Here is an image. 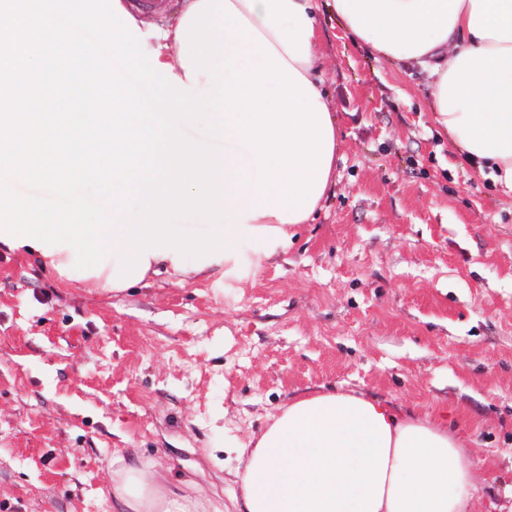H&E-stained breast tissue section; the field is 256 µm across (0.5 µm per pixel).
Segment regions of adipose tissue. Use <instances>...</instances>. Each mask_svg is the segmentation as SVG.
Listing matches in <instances>:
<instances>
[{
  "instance_id": "obj_1",
  "label": "adipose tissue",
  "mask_w": 512,
  "mask_h": 512,
  "mask_svg": "<svg viewBox=\"0 0 512 512\" xmlns=\"http://www.w3.org/2000/svg\"><path fill=\"white\" fill-rule=\"evenodd\" d=\"M280 57L306 79L318 62L317 0H232ZM345 29L375 53L411 61L432 78L436 121L453 145L512 194V0H330ZM224 172L245 169L250 185H228V207L247 214L231 235L224 276L261 272L287 252L298 205L278 193L263 207L254 159L223 152ZM243 494L234 512H473L487 479L447 414L419 417L363 394L323 390L291 399L242 446ZM118 512H200L165 478L117 472Z\"/></svg>"
}]
</instances>
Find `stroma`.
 <instances>
[{"mask_svg":"<svg viewBox=\"0 0 512 512\" xmlns=\"http://www.w3.org/2000/svg\"><path fill=\"white\" fill-rule=\"evenodd\" d=\"M319 28L336 165L261 274L151 272L112 296L0 248V512H115L127 466L230 504L228 443L332 388L447 412L487 475L478 512L512 504V195L440 133L426 71L329 7Z\"/></svg>","mask_w":512,"mask_h":512,"instance_id":"1","label":"stroma"}]
</instances>
